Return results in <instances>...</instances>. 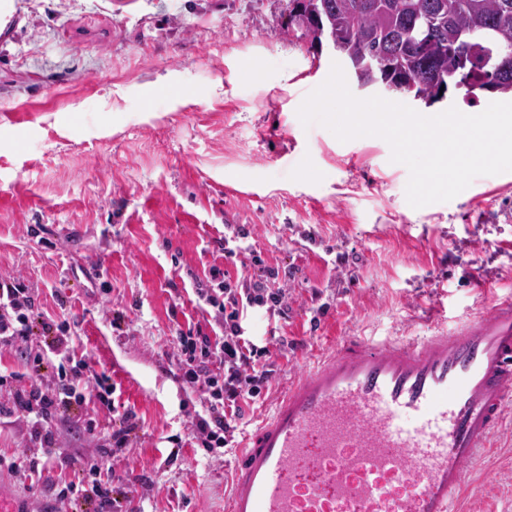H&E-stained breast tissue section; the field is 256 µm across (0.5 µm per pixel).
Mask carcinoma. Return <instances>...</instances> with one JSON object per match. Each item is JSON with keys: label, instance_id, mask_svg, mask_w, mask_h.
Segmentation results:
<instances>
[{"label": "carcinoma", "instance_id": "cac0c4a2", "mask_svg": "<svg viewBox=\"0 0 512 512\" xmlns=\"http://www.w3.org/2000/svg\"><path fill=\"white\" fill-rule=\"evenodd\" d=\"M286 28L317 43H336L349 63L385 57L395 63V90L434 99L437 79L464 70L465 96L493 86L512 96V74L496 69L512 53V0H289Z\"/></svg>", "mask_w": 512, "mask_h": 512}]
</instances>
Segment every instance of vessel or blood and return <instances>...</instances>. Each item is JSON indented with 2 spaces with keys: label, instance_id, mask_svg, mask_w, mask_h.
Listing matches in <instances>:
<instances>
[{
  "label": "vessel or blood",
  "instance_id": "obj_1",
  "mask_svg": "<svg viewBox=\"0 0 512 512\" xmlns=\"http://www.w3.org/2000/svg\"><path fill=\"white\" fill-rule=\"evenodd\" d=\"M512 423V296L418 341L347 336L247 434L225 512H459Z\"/></svg>",
  "mask_w": 512,
  "mask_h": 512
}]
</instances>
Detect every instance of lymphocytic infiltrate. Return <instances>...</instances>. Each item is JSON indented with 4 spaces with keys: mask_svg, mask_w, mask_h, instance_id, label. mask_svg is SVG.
I'll return each instance as SVG.
<instances>
[{
    "mask_svg": "<svg viewBox=\"0 0 512 512\" xmlns=\"http://www.w3.org/2000/svg\"><path fill=\"white\" fill-rule=\"evenodd\" d=\"M248 229L236 233L237 246L225 247L223 266H211L209 288L198 291L203 316L210 328L177 330L173 354L181 379L204 399L201 410L190 414L187 429L207 452L233 442L244 408L260 397L279 372L268 346L246 337L242 321L254 309L288 314V288L279 270L266 265L248 246ZM35 290L23 277L0 275V351L15 352L24 360L28 386H16L17 372L0 374V419H12L27 428L30 452L4 459L9 475L31 480L55 469L78 467L81 479L58 486L61 504L81 502L86 512L119 507L127 496L129 475L117 474L112 463L93 455L80 457L59 451L60 427L73 407L95 403L111 416L110 429L87 419L90 440L109 439L124 452L138 427L136 412L116 400L117 386L109 374L97 370L92 356L79 352L67 320L41 311ZM37 448L45 457L34 456Z\"/></svg>",
    "mask_w": 512,
    "mask_h": 512,
    "instance_id": "f902f5d3",
    "label": "lymphocytic infiltrate"
}]
</instances>
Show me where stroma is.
<instances>
[{"mask_svg": "<svg viewBox=\"0 0 512 512\" xmlns=\"http://www.w3.org/2000/svg\"><path fill=\"white\" fill-rule=\"evenodd\" d=\"M0 26V274L21 272L37 302L63 313L141 427L126 451L158 492L151 512H224L235 449L184 438L200 407L170 354L196 317V290L237 227L266 264L292 274L287 318L243 323L256 344L291 341L248 433L299 362L341 336L404 339L453 330L512 293V172L480 176L452 200L415 209L407 168L380 138L340 142L297 110L337 57L294 31L288 0H8ZM484 110L449 89L425 106ZM65 306H58V299ZM182 307H175V300ZM327 314L312 328L318 305ZM125 321L113 328V312ZM465 507L512 512V426ZM53 470L39 484L0 476L12 512H54Z\"/></svg>", "mask_w": 512, "mask_h": 512, "instance_id": "stroma-1", "label": "stroma"}]
</instances>
